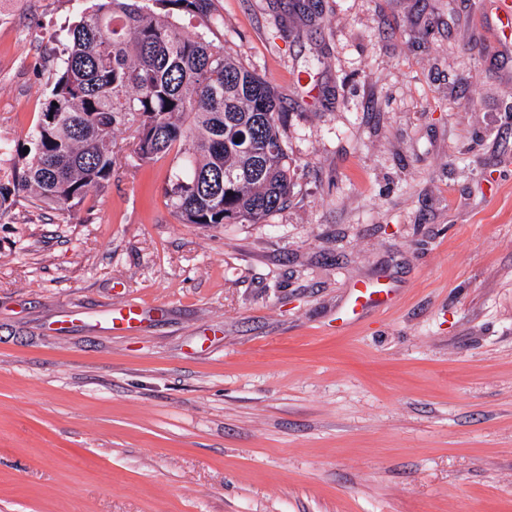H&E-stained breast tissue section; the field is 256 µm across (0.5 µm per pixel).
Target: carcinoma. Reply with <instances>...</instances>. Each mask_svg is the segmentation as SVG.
Masks as SVG:
<instances>
[{"instance_id":"cac0c4a2","label":"carcinoma","mask_w":512,"mask_h":512,"mask_svg":"<svg viewBox=\"0 0 512 512\" xmlns=\"http://www.w3.org/2000/svg\"><path fill=\"white\" fill-rule=\"evenodd\" d=\"M205 18L209 0H173ZM46 112L11 190L71 210L103 191L116 161L114 131L133 128L143 159L179 147L167 194L184 224H258L281 209L292 186L287 122L270 84L202 36L177 32L168 15L134 0H99L65 29Z\"/></svg>"}]
</instances>
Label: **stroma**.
<instances>
[{"instance_id": "stroma-1", "label": "stroma", "mask_w": 512, "mask_h": 512, "mask_svg": "<svg viewBox=\"0 0 512 512\" xmlns=\"http://www.w3.org/2000/svg\"><path fill=\"white\" fill-rule=\"evenodd\" d=\"M96 0H0V141ZM499 0H210L273 87L261 224L179 220L176 151L0 207V512H512V34ZM388 289L361 305L357 286ZM137 305L112 332L103 310ZM76 319L59 328L64 312Z\"/></svg>"}]
</instances>
